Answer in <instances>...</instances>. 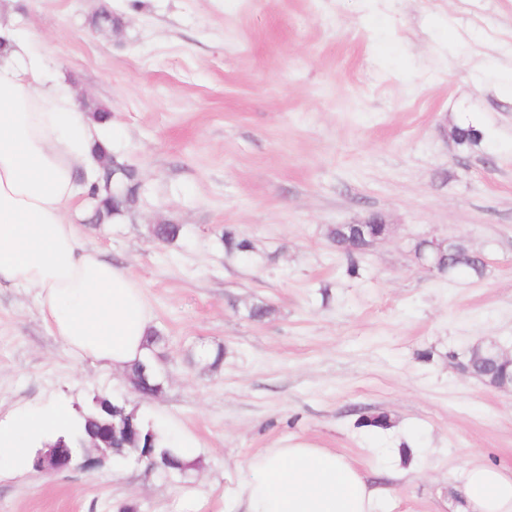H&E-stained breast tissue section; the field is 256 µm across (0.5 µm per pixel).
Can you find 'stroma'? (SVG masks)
<instances>
[{
  "label": "stroma",
  "mask_w": 512,
  "mask_h": 512,
  "mask_svg": "<svg viewBox=\"0 0 512 512\" xmlns=\"http://www.w3.org/2000/svg\"><path fill=\"white\" fill-rule=\"evenodd\" d=\"M111 7L120 32L93 17ZM1 13L79 101L111 115L138 207L82 224L144 287L162 336V389L78 361L30 292L0 289V420L98 398L196 441L168 478L125 460L0 480V512H225L224 490L266 448H333L375 480L381 512H460L465 469L512 472V391L464 374L481 341L512 352V0H10ZM486 138L460 154L449 132ZM394 231L348 272L335 224ZM180 224L159 245L151 229ZM252 252L227 257L225 227ZM457 238L483 275L418 267ZM273 308L262 323L247 307ZM223 349L219 367L204 351ZM388 414L376 434L358 412Z\"/></svg>",
  "instance_id": "obj_1"
}]
</instances>
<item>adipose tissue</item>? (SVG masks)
Instances as JSON below:
<instances>
[{
    "instance_id": "ef3b65f1",
    "label": "adipose tissue",
    "mask_w": 512,
    "mask_h": 512,
    "mask_svg": "<svg viewBox=\"0 0 512 512\" xmlns=\"http://www.w3.org/2000/svg\"><path fill=\"white\" fill-rule=\"evenodd\" d=\"M103 140L71 89L0 22V288L34 290L50 331L78 359L126 370L148 357L152 309L75 220ZM66 416L20 411L0 422V465L26 467L31 436ZM244 470L224 494L228 512H379L389 496L353 462L304 441L260 451ZM463 493L466 512H512V474L497 466H469Z\"/></svg>"
}]
</instances>
